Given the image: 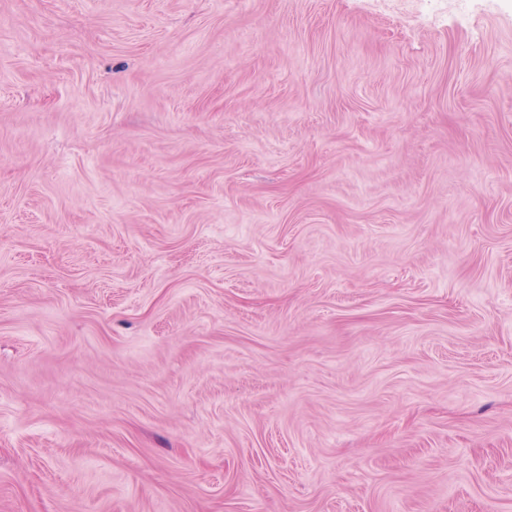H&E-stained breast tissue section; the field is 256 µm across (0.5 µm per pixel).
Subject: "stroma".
Listing matches in <instances>:
<instances>
[{"instance_id":"1","label":"stroma","mask_w":512,"mask_h":512,"mask_svg":"<svg viewBox=\"0 0 512 512\" xmlns=\"http://www.w3.org/2000/svg\"><path fill=\"white\" fill-rule=\"evenodd\" d=\"M0 512H512V0H0Z\"/></svg>"}]
</instances>
